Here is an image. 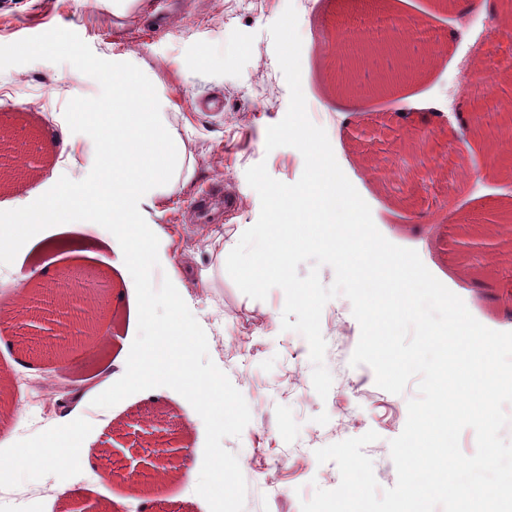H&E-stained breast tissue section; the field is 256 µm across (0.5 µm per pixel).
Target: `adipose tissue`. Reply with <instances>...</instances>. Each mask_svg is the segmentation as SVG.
<instances>
[{
	"instance_id": "obj_1",
	"label": "adipose tissue",
	"mask_w": 512,
	"mask_h": 512,
	"mask_svg": "<svg viewBox=\"0 0 512 512\" xmlns=\"http://www.w3.org/2000/svg\"><path fill=\"white\" fill-rule=\"evenodd\" d=\"M106 78L110 98L70 113L54 141L66 162L92 171V179L62 184L35 209L18 203L16 209L24 219L0 220V251L26 239L20 228L24 222L113 224L120 231L113 245L120 266L131 271L170 267L153 224L194 177L195 144L172 112L164 90L130 55L113 57ZM269 202L274 223L254 224L249 229L250 235L262 238L264 251L250 262L248 287H257L279 264L291 244L285 234L290 228L319 246L327 257L343 252L354 263L373 258V266L358 282L364 314H371L385 299L392 314L416 316L417 303L431 290L432 280L413 255L393 251L386 239L360 223L362 203L340 173L330 149L319 146L312 155L304 185L271 192ZM241 238L238 232L228 236L209 232L205 237L209 264L192 272L173 269L169 301L174 314L130 365V382L171 379L174 347L190 351L199 336L194 322L179 314L180 303L190 291L205 295L223 282L224 258L242 256Z\"/></svg>"
}]
</instances>
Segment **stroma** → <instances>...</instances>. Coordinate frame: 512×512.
<instances>
[{
	"mask_svg": "<svg viewBox=\"0 0 512 512\" xmlns=\"http://www.w3.org/2000/svg\"><path fill=\"white\" fill-rule=\"evenodd\" d=\"M395 17L442 37L436 57L396 89L343 94L337 88V29ZM504 25L502 14L440 0H379L373 12L364 0H143L129 19L114 16L107 0H0V126L41 159L33 175L0 181V215L11 214L16 200L36 205L61 182L89 179L88 171L48 156L47 134L83 101L104 99L109 85L103 70L113 56L132 51L170 94L201 153L194 181L157 220L170 238L173 261H209L190 217L205 187L223 185L238 202L224 222L226 232L272 222L269 191L296 187L308 176L311 148L287 133L298 111L334 149L350 187L365 200L370 228L415 250L484 326L511 331L512 315L495 304L504 293V268L471 265L460 246L464 232H484L512 215V150L498 156L473 147L468 123L472 103L488 106L512 96V38L502 35ZM84 58L98 59V67L81 68ZM469 70L483 73L484 82L461 86ZM213 95L223 96V113L194 109L195 100ZM340 99L356 108L346 125L336 115ZM418 103L438 110L419 124L430 132L423 149L436 169L418 168L405 185L372 180L364 154L405 163L394 132L400 113ZM463 168L474 173L470 183L458 177ZM42 231L41 242L0 253V306L12 302L16 268L39 273L49 267L37 278L44 287L64 272L85 276L105 300L112 341L93 363L70 347L63 373L49 381L57 394L48 408L46 381L16 370L13 362L22 357L49 365L52 348L21 343V328L0 322V336L11 341L0 350V376L13 380L8 394L24 397L28 409L46 420L34 429L26 415L0 416V458L21 448H47L65 419L78 423L85 449L64 468L42 461L19 465L15 488L33 493L30 512H62L64 486L113 512H150L139 492L83 461L108 445L113 426L144 410L160 412L188 450L186 465L152 493L178 512H301L316 488L340 483L337 465L318 463L316 450L370 430L378 439L364 452L378 485H395L389 442L403 431L407 402L417 389L411 383L402 394L389 393L377 386L371 367L351 366L360 326L346 297L330 300L321 315L324 363L333 377L327 398L313 388L306 339L282 328L284 291L274 288L255 300L229 278L210 295L182 303L202 327L192 359L199 388L185 390L177 379L163 387L134 385L122 366L169 315L167 270L150 275L154 321L141 325L140 277L113 267V226L46 224ZM71 242L91 250V258L68 256ZM225 393L239 408L233 421L220 425L213 407ZM221 484L228 496L217 493Z\"/></svg>",
	"mask_w": 512,
	"mask_h": 512,
	"instance_id": "obj_1",
	"label": "stroma"
}]
</instances>
